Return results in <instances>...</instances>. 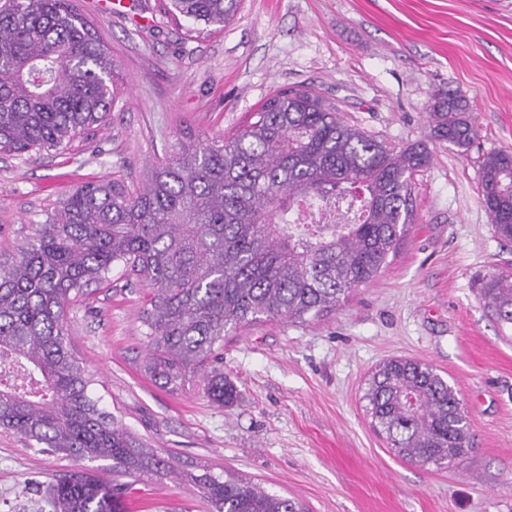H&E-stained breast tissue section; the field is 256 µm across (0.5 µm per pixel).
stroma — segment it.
Instances as JSON below:
<instances>
[{
  "mask_svg": "<svg viewBox=\"0 0 512 512\" xmlns=\"http://www.w3.org/2000/svg\"><path fill=\"white\" fill-rule=\"evenodd\" d=\"M118 64L109 123L27 160L0 155V260L87 180L137 188L184 131L229 134L278 90L313 84L340 117L397 148L426 142L413 175L415 219L386 270L318 320L243 325L215 363L234 402L197 384L148 378L146 298L121 268L67 310L68 341L100 407L170 458L156 480L110 461L37 452L0 431V512H51L47 489L69 474L108 481L143 512H212L178 478L209 468L297 500L305 512H512V337L484 309L476 281L512 272V242L481 203L479 165L512 152V0H241L224 31L187 34L159 0H80ZM465 96L468 150L433 139L428 106ZM391 357L434 366L458 392L474 449L453 468L397 457L371 424L366 382Z\"/></svg>",
  "mask_w": 512,
  "mask_h": 512,
  "instance_id": "obj_1",
  "label": "stroma"
}]
</instances>
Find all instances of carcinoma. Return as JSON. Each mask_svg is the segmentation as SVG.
I'll return each mask as SVG.
<instances>
[{
    "label": "carcinoma",
    "mask_w": 512,
    "mask_h": 512,
    "mask_svg": "<svg viewBox=\"0 0 512 512\" xmlns=\"http://www.w3.org/2000/svg\"><path fill=\"white\" fill-rule=\"evenodd\" d=\"M240 0H161L167 15L221 31ZM117 64L79 0H0V154L61 150L106 124L119 100ZM433 136L459 149L477 135L469 101L433 98ZM430 162L422 142L396 149L343 121L317 89L267 99L236 133L186 135L146 182L81 183L15 256L0 264V429L41 452L110 460L112 471L163 479L168 459L89 395L71 352L66 309L121 267L148 288L145 372L172 390L198 381L215 404L234 387L202 368L224 336L263 319L307 322L372 284L414 219L412 176ZM482 205L512 241V152L479 167ZM480 300L512 328V274L478 279ZM371 424L401 458L449 466L473 450L457 391L426 363L392 358L372 373ZM213 512H304L292 498L211 471L187 472ZM53 512H123L112 486L64 477Z\"/></svg>",
    "instance_id": "obj_1"
}]
</instances>
